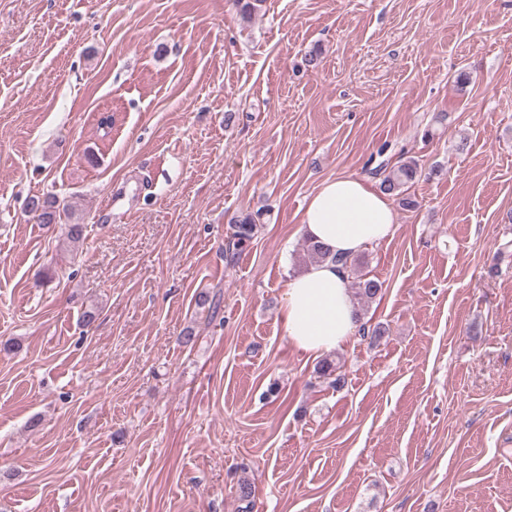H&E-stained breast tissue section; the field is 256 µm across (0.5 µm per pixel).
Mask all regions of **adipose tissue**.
Listing matches in <instances>:
<instances>
[{"instance_id": "obj_1", "label": "adipose tissue", "mask_w": 512, "mask_h": 512, "mask_svg": "<svg viewBox=\"0 0 512 512\" xmlns=\"http://www.w3.org/2000/svg\"><path fill=\"white\" fill-rule=\"evenodd\" d=\"M299 222L308 237L339 255L358 253L397 229L389 197L351 174L322 180ZM280 320L295 349L314 358L349 341L359 323L346 270L324 262L288 277Z\"/></svg>"}]
</instances>
